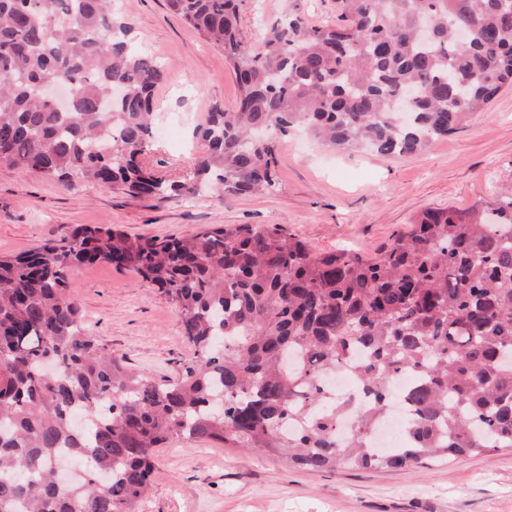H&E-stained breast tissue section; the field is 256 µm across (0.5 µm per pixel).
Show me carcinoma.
<instances>
[{
	"instance_id": "obj_1",
	"label": "carcinoma",
	"mask_w": 512,
	"mask_h": 512,
	"mask_svg": "<svg viewBox=\"0 0 512 512\" xmlns=\"http://www.w3.org/2000/svg\"><path fill=\"white\" fill-rule=\"evenodd\" d=\"M166 6L224 52L239 89L235 111L196 128L205 151L186 181L141 162L166 67L112 0H0V162L65 190L271 192L278 144L258 129L411 155L512 86V0H341L340 23L288 15L257 48L236 0ZM48 78L72 91L68 110L44 97ZM99 262L173 305L194 354L176 379L137 374L87 333L67 276ZM342 368L368 405L325 391L322 376ZM402 372L415 378L410 416L385 453L372 435ZM79 408L97 415L84 431L71 423ZM173 441L273 452L314 474L512 448V191L427 210L372 259L316 255L279 224L163 238L80 226L0 256V512H135L156 449ZM63 448L89 463L78 485L58 482Z\"/></svg>"
}]
</instances>
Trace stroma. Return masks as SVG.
Masks as SVG:
<instances>
[{
    "mask_svg": "<svg viewBox=\"0 0 512 512\" xmlns=\"http://www.w3.org/2000/svg\"><path fill=\"white\" fill-rule=\"evenodd\" d=\"M134 40L157 53L167 76L155 91L159 123L147 166L179 181L200 146L192 135L214 107L233 110L238 89L221 50L165 7V0H116ZM242 38L259 44L266 26L295 14L336 24L338 0H238ZM270 194L218 198L208 190L132 197L91 184L64 190L0 164V255H15L81 225L131 235L181 236L207 225L283 224L315 253L376 255L424 211L468 209L512 186V88L487 111L410 157L339 150L305 133L281 138ZM84 324L141 375L175 379L193 356L174 307L133 272L79 264L67 277ZM138 512H512V448L399 469L341 468L311 474L269 453L208 444L167 445L157 454Z\"/></svg>",
    "mask_w": 512,
    "mask_h": 512,
    "instance_id": "35a3bbf8",
    "label": "stroma"
}]
</instances>
